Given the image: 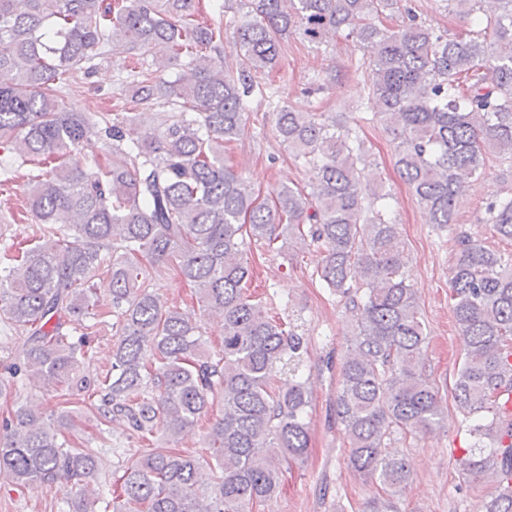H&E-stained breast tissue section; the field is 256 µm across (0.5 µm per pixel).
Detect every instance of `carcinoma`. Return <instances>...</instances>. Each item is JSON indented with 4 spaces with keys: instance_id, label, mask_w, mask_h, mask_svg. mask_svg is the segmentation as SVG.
<instances>
[{
    "instance_id": "cac0c4a2",
    "label": "carcinoma",
    "mask_w": 512,
    "mask_h": 512,
    "mask_svg": "<svg viewBox=\"0 0 512 512\" xmlns=\"http://www.w3.org/2000/svg\"><path fill=\"white\" fill-rule=\"evenodd\" d=\"M401 0H250L236 25L239 67L227 71L221 26L195 20L196 0H0V168L35 161L26 210L29 247L0 246V323L11 337L15 395L0 418V487L59 486L69 512H98L99 457L59 441L74 427L70 407L101 424L123 421L141 443L112 493V512H253L277 494L284 465L309 452L311 392L298 378L302 337L248 294L249 241L321 254L317 274L346 299L356 327L339 367L336 419L349 464L379 483L367 512H395L412 480L407 459L388 450L395 434L448 422L421 370L427 334L403 272L398 225L375 207L383 185L364 181L363 142L334 116L292 106L272 113L277 137L315 170L310 190L282 186L261 202L224 159L245 133L251 97L277 65L284 39L328 42L341 32L367 55L375 117L396 143L395 167L430 223H456V207L491 155L512 160V0H448L467 7L470 29L448 38L412 9L386 26L379 12ZM151 57L125 77L130 108L74 112L66 89L120 54ZM187 56L193 80L163 72ZM168 105L170 111L155 108ZM145 123L128 143L124 126ZM102 144L93 166L62 158ZM477 223L512 241V191ZM174 270L198 309L223 316L213 350L195 310L152 290ZM106 276L110 298L94 281ZM449 300L465 352L454 399L474 428L462 471L491 487L482 512H512V254L466 232L448 270ZM115 317L112 362L81 375L92 326ZM288 374V380L277 377ZM62 405L45 419L36 393ZM206 454L176 450L214 407ZM490 444H485V441Z\"/></svg>"
}]
</instances>
